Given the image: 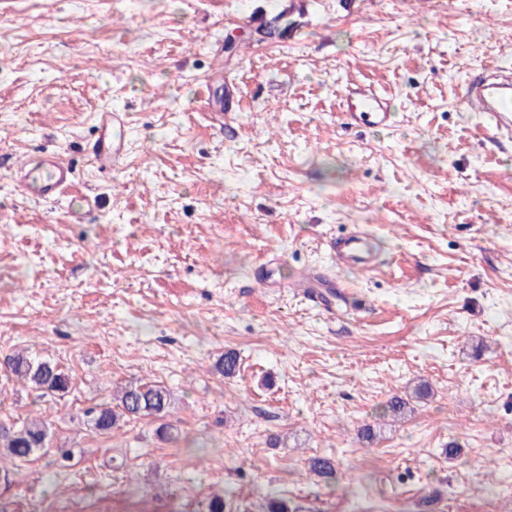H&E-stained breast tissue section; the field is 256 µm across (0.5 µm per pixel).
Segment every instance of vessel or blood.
I'll list each match as a JSON object with an SVG mask.
<instances>
[{
  "mask_svg": "<svg viewBox=\"0 0 512 512\" xmlns=\"http://www.w3.org/2000/svg\"><path fill=\"white\" fill-rule=\"evenodd\" d=\"M344 115L354 126L387 129L394 123L391 103L381 92L371 88H346ZM459 103L465 111L488 113L497 130L512 129V70L489 65L463 87ZM127 138L123 113L104 112L99 117V137L93 162L97 167H115ZM74 168L55 151H42L37 162L21 166L16 178L28 196L38 201H56L63 197L73 181ZM339 258L365 268L369 265L366 235L354 234L340 239Z\"/></svg>",
  "mask_w": 512,
  "mask_h": 512,
  "instance_id": "1",
  "label": "vessel or blood"
}]
</instances>
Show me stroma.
<instances>
[{
  "label": "stroma",
  "mask_w": 512,
  "mask_h": 512,
  "mask_svg": "<svg viewBox=\"0 0 512 512\" xmlns=\"http://www.w3.org/2000/svg\"><path fill=\"white\" fill-rule=\"evenodd\" d=\"M283 3L0 0V361L24 350L70 380L40 398L0 375V421L49 426L0 479L8 512H202L216 492L251 512L275 494L296 512H512V135L458 100L512 45V0H309L259 40ZM352 83L386 93L392 128L345 125ZM113 111L128 142L105 174L90 150ZM46 148L76 178L39 204L11 172ZM356 229L372 272L332 263ZM318 272L335 312L289 287ZM139 380L172 392L178 441L148 418L86 424ZM297 8L296 3L292 0L282 11L272 15L269 19H262L258 27L255 28V33L260 36V39H273L284 37L294 25V22L288 19Z\"/></svg>",
  "instance_id": "1"
}]
</instances>
